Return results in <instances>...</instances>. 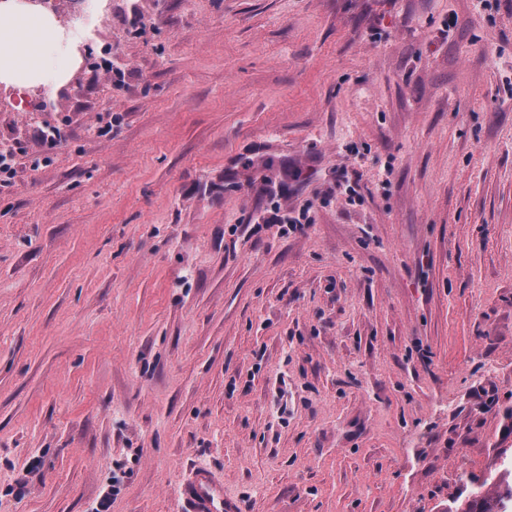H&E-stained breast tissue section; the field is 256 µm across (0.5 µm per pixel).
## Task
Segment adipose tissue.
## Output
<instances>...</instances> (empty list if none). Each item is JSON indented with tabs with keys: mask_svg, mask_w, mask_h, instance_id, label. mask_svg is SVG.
I'll list each match as a JSON object with an SVG mask.
<instances>
[{
	"mask_svg": "<svg viewBox=\"0 0 512 512\" xmlns=\"http://www.w3.org/2000/svg\"><path fill=\"white\" fill-rule=\"evenodd\" d=\"M63 53L52 22L14 6L0 18V82L24 88L58 83Z\"/></svg>",
	"mask_w": 512,
	"mask_h": 512,
	"instance_id": "1",
	"label": "adipose tissue"
}]
</instances>
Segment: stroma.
I'll use <instances>...</instances> for the list:
<instances>
[{"label": "stroma", "instance_id": "35a3bbf8", "mask_svg": "<svg viewBox=\"0 0 512 512\" xmlns=\"http://www.w3.org/2000/svg\"><path fill=\"white\" fill-rule=\"evenodd\" d=\"M108 3L0 84V512H444L512 456V0ZM184 512H240L234 501L224 497V485L207 469H198L183 487Z\"/></svg>", "mask_w": 512, "mask_h": 512}]
</instances>
